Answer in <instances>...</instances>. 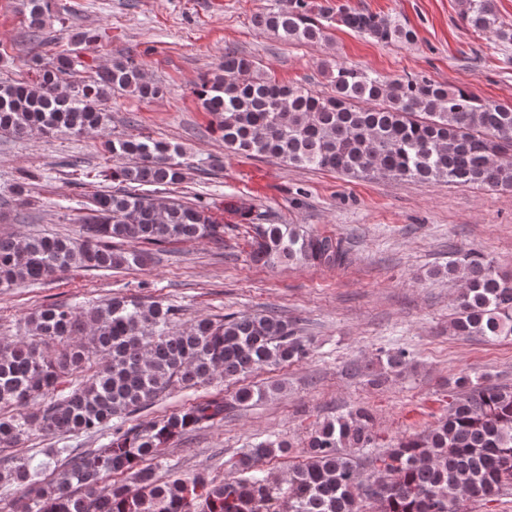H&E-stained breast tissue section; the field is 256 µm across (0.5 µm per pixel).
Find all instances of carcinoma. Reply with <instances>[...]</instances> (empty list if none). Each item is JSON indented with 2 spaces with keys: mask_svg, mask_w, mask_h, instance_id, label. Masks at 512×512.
Listing matches in <instances>:
<instances>
[{
  "mask_svg": "<svg viewBox=\"0 0 512 512\" xmlns=\"http://www.w3.org/2000/svg\"><path fill=\"white\" fill-rule=\"evenodd\" d=\"M286 10L254 17L255 26L287 44L324 39L320 18L374 41L410 44L416 32L396 18L338 6L315 9L292 0ZM495 0H465L462 20L471 29L512 44V24L499 20ZM54 0H21L34 36L53 26ZM28 81H0V132L16 136L97 133L112 166L109 190L94 194L80 220V238L56 234L0 236V288L36 286L80 269L108 272L146 265L148 252L117 250L111 241L159 245L172 240H224V225L204 203L171 201L159 207L149 187L178 185L193 167L178 146L111 132L112 115L101 107L115 90L141 100L159 97L140 61L128 55L60 90L81 65L70 52L28 59ZM330 91L284 85L256 60L234 51L204 74L195 95L216 121L231 153L275 158L293 167L336 170L350 178L383 176L512 190V106L479 99L466 86L420 76L388 78L337 63L328 67ZM230 209L253 224L251 258L274 268L295 263L332 268L348 250L340 237L304 233L294 224H255L253 208ZM445 273L463 279L453 335L497 339L512 335V275L469 251L448 262ZM177 309L160 302L113 296L83 308L54 300L25 319L19 343L0 342V408L36 409L0 417V448H15L39 435L55 440L44 457L0 454V512H14L15 489L27 512H461L470 500L486 503L512 490V385L463 379L449 394L448 412L430 427L394 440L381 451L374 415L352 407L311 433L304 460L285 485L258 464L288 451L285 439H267L234 460L240 476L215 483L197 473L159 483L150 462L165 456L187 434L266 397L272 389L241 387L215 394L149 426H125L173 385L193 386L216 377L245 378L309 353L297 322L272 313H228L200 319L171 335ZM105 365L82 377L91 358ZM410 363L397 349L378 363H356L353 375L381 385ZM65 376L76 386L57 393ZM109 432L100 448L70 441ZM377 473L364 482L361 466Z\"/></svg>",
  "mask_w": 512,
  "mask_h": 512,
  "instance_id": "1",
  "label": "carcinoma"
}]
</instances>
